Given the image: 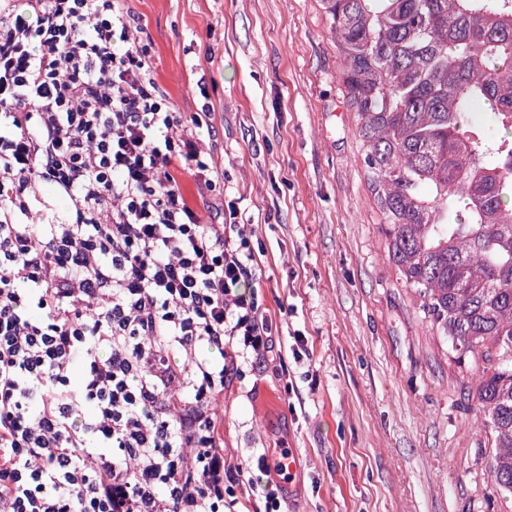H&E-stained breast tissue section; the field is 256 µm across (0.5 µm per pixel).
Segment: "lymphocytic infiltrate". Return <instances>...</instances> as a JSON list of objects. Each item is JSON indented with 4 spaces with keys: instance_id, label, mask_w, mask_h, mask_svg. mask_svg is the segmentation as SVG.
<instances>
[{
    "instance_id": "f902f5d3",
    "label": "lymphocytic infiltrate",
    "mask_w": 512,
    "mask_h": 512,
    "mask_svg": "<svg viewBox=\"0 0 512 512\" xmlns=\"http://www.w3.org/2000/svg\"><path fill=\"white\" fill-rule=\"evenodd\" d=\"M137 29L126 0H0V512H233L256 471L280 512L287 452L231 461L215 412L274 347L259 261L188 201L202 118Z\"/></svg>"
}]
</instances>
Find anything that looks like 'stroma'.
Returning <instances> with one entry per match:
<instances>
[{
  "label": "stroma",
  "mask_w": 512,
  "mask_h": 512,
  "mask_svg": "<svg viewBox=\"0 0 512 512\" xmlns=\"http://www.w3.org/2000/svg\"><path fill=\"white\" fill-rule=\"evenodd\" d=\"M127 6L160 89L208 115L216 186L188 194L209 222L233 202L263 254L282 357L224 390L233 460L291 450L281 512H500L460 368L387 259L319 0Z\"/></svg>",
  "instance_id": "obj_1"
}]
</instances>
